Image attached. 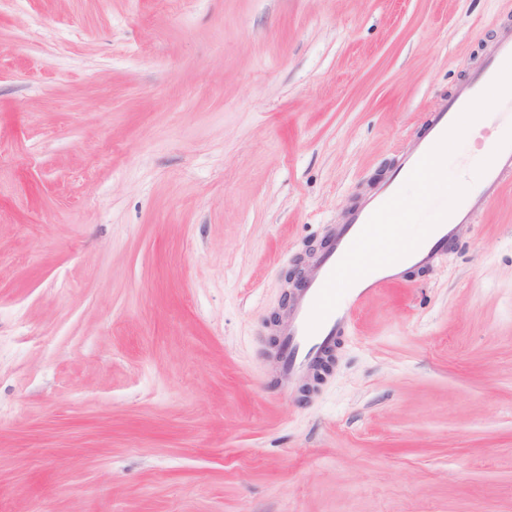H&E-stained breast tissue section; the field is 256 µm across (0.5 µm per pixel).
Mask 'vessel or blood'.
<instances>
[{
    "label": "vessel or blood",
    "mask_w": 512,
    "mask_h": 512,
    "mask_svg": "<svg viewBox=\"0 0 512 512\" xmlns=\"http://www.w3.org/2000/svg\"><path fill=\"white\" fill-rule=\"evenodd\" d=\"M511 59L512 34H506L493 46L487 63L473 77L455 86L447 103L434 114L426 136L417 139L409 150L401 152L390 178L362 200L349 213L344 224L331 230L328 249L315 261L306 287L298 293L278 326L282 344L281 371L287 382H294L311 372L348 330L355 311L366 300L383 288L400 284L409 268L436 264L444 247L459 242L464 230L477 222L481 213L505 188L512 186L511 138L496 141L490 147L473 189L413 253L358 279L320 326L309 330L308 321L317 296L370 216L401 189L422 157L436 145L465 108L491 85Z\"/></svg>",
    "instance_id": "b4317fda"
}]
</instances>
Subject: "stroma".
<instances>
[{"mask_svg":"<svg viewBox=\"0 0 512 512\" xmlns=\"http://www.w3.org/2000/svg\"><path fill=\"white\" fill-rule=\"evenodd\" d=\"M512 0H0V512H512V188L309 396L307 245Z\"/></svg>","mask_w":512,"mask_h":512,"instance_id":"35a3bbf8","label":"stroma"}]
</instances>
